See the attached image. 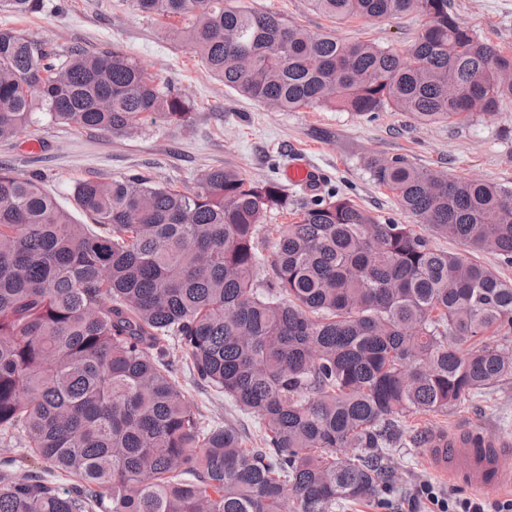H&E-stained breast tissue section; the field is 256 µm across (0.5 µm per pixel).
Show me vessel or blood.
I'll return each instance as SVG.
<instances>
[{"label":"vessel or blood","mask_w":512,"mask_h":512,"mask_svg":"<svg viewBox=\"0 0 512 512\" xmlns=\"http://www.w3.org/2000/svg\"><path fill=\"white\" fill-rule=\"evenodd\" d=\"M286 177L291 183L311 187L317 172L306 160L296 158L289 164ZM511 456L508 443L481 439L470 431H434L426 439V457L435 471L478 490L512 485V467L507 464Z\"/></svg>","instance_id":"b4317fda"}]
</instances>
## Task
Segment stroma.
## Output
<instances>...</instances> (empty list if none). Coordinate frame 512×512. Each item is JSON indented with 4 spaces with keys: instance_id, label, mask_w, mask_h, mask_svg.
I'll list each match as a JSON object with an SVG mask.
<instances>
[{
    "instance_id": "stroma-1",
    "label": "stroma",
    "mask_w": 512,
    "mask_h": 512,
    "mask_svg": "<svg viewBox=\"0 0 512 512\" xmlns=\"http://www.w3.org/2000/svg\"><path fill=\"white\" fill-rule=\"evenodd\" d=\"M249 6L313 31L350 41H371L405 51L422 20L415 14L377 20L336 21L311 11L308 0H246ZM42 12L24 17L0 11V28H16L34 40L65 50L116 47L135 58L153 76L171 82L191 101L190 126L148 125L118 137L103 131L30 127L25 138L0 140V162L16 174L43 176L44 189L69 211H76L74 189L85 179L119 178L141 173L186 190L197 173L222 166L239 169L255 180L283 182L294 206L312 199L302 187L287 183L284 169L291 154L305 155L319 172L321 192L339 190L380 221H402L389 189L376 185L361 164L367 154L402 156L424 169L489 180L512 187V103L493 119L424 125L404 112L373 117L324 107L281 112L256 104L224 86L200 63L185 42L171 39L166 24L140 13L133 0H45ZM458 20L481 39L512 52V0H449ZM189 401L207 417L254 433L253 420L189 375L178 376ZM470 427L512 441V378L488 395L467 399L445 413L407 418L402 443L392 449L388 469L394 490L387 505L360 502L346 512H420L416 490L425 481L459 498L479 496L487 502L512 497V488L475 491L436 474L415 443L438 428Z\"/></svg>"
}]
</instances>
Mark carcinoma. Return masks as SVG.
<instances>
[{
	"label": "carcinoma",
	"instance_id": "carcinoma-1",
	"mask_svg": "<svg viewBox=\"0 0 512 512\" xmlns=\"http://www.w3.org/2000/svg\"><path fill=\"white\" fill-rule=\"evenodd\" d=\"M335 19L416 11L399 54L342 41L244 0H135L183 18L175 35L224 86L295 112L393 109L432 124L493 118L512 102V53L460 23L448 0H311ZM44 0H0L30 15ZM469 90L452 98L448 86ZM190 100L119 50L59 51L0 29V139L52 125L116 136L186 126ZM406 224L331 193L297 221L262 224L283 186L234 167L188 191L138 173L75 188L82 222L0 163V512H336L384 505L407 417L443 413L512 376V188L364 157ZM425 225L464 246L433 247ZM272 241L273 275L260 276ZM224 394L259 444L193 407L178 380ZM54 469L70 483L42 477Z\"/></svg>",
	"mask_w": 512,
	"mask_h": 512
}]
</instances>
